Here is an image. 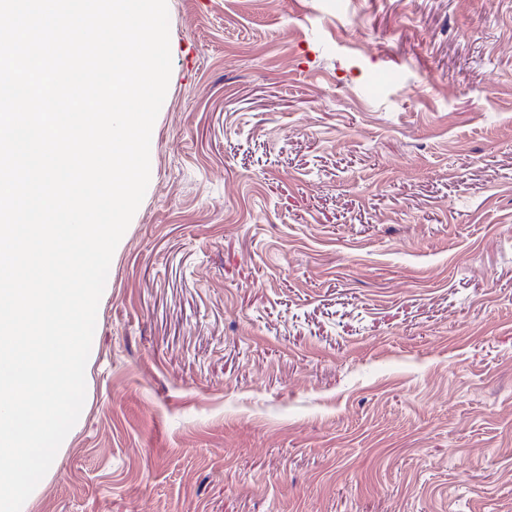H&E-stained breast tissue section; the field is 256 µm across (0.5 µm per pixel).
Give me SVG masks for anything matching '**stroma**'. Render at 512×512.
<instances>
[{"label": "stroma", "mask_w": 512, "mask_h": 512, "mask_svg": "<svg viewBox=\"0 0 512 512\" xmlns=\"http://www.w3.org/2000/svg\"><path fill=\"white\" fill-rule=\"evenodd\" d=\"M150 182L25 512H512V0H167Z\"/></svg>", "instance_id": "1"}]
</instances>
